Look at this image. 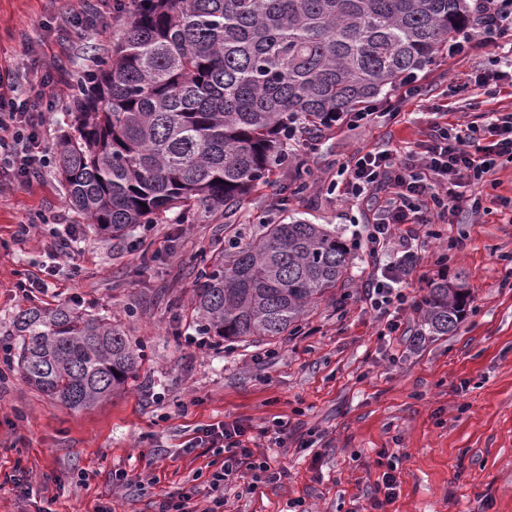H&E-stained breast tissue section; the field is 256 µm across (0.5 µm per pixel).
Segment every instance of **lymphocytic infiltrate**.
<instances>
[{
    "instance_id": "obj_1",
    "label": "lymphocytic infiltrate",
    "mask_w": 512,
    "mask_h": 512,
    "mask_svg": "<svg viewBox=\"0 0 512 512\" xmlns=\"http://www.w3.org/2000/svg\"><path fill=\"white\" fill-rule=\"evenodd\" d=\"M480 20L481 39L460 31L452 48L466 57L480 46L494 54L488 66L475 69L461 92L512 93V0H473ZM58 80L45 72L38 88L26 98L5 90L0 79V156L15 180L26 183L46 166L48 156L40 139L45 122L43 107L53 102ZM481 123H439L433 126L418 151L399 157L390 150L358 152L344 165L347 198L366 201L374 218L366 227L372 256L391 248L410 252L419 230L428 224H451L462 212L478 216L491 211L492 197L484 195L500 162H512V111L492 109L482 113ZM246 427L239 422H219L197 429L188 445L220 448L224 465L213 471L204 486L180 488L167 495L157 512H225L226 488L235 484L242 495L252 494L263 476L269 475L268 457H255ZM205 507H197V497Z\"/></svg>"
}]
</instances>
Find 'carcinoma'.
Wrapping results in <instances>:
<instances>
[{
	"mask_svg": "<svg viewBox=\"0 0 512 512\" xmlns=\"http://www.w3.org/2000/svg\"><path fill=\"white\" fill-rule=\"evenodd\" d=\"M466 0H131L112 55L74 86V133L54 149L67 205L122 238L147 224H194L237 209L288 163L290 144L327 130L424 70L457 29ZM198 272L199 334L276 339L349 281L352 243L328 224L260 223ZM436 282L423 331L446 336L468 303ZM18 365L71 410L92 408L137 375L140 355L105 316L33 305L14 321Z\"/></svg>",
	"mask_w": 512,
	"mask_h": 512,
	"instance_id": "carcinoma-1",
	"label": "carcinoma"
}]
</instances>
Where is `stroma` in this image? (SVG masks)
I'll use <instances>...</instances> for the list:
<instances>
[{"mask_svg":"<svg viewBox=\"0 0 512 512\" xmlns=\"http://www.w3.org/2000/svg\"><path fill=\"white\" fill-rule=\"evenodd\" d=\"M76 4L0 0V71L18 93L45 65L58 66L72 86L111 54L125 15L105 13L84 36L58 34L57 17ZM488 56L438 59L420 72L422 98L403 115L393 116L389 96L373 120L325 131L226 216L151 224L114 240L68 207L56 166L0 194V512H37L45 497L52 512H94L101 502L112 512H156L164 495L222 466L219 449L187 445L196 429L220 421L243 423L287 470L234 502V512H291L297 500L304 512H358L384 450L398 486L382 512H512V212L424 226L403 283L401 327L387 336L364 297L387 263L362 239L372 213L330 190L359 149H417L440 109L477 120L488 102L456 87ZM302 179L308 188L300 193ZM40 215L75 230L80 251L70 274L56 271L47 226L19 236ZM291 215L336 225L354 242L350 282L315 305L295 335L221 344L199 336L176 302L188 300L199 269L224 250L225 225L249 237L259 219ZM26 278L45 292L24 296L17 283ZM442 279L462 281L470 302L454 332L425 336L418 304ZM35 303L111 318L142 351L137 380L81 411L30 386L3 349L18 344L14 319ZM278 420L288 427L273 445L262 432ZM18 468L31 498L4 482ZM120 472L142 486H118Z\"/></svg>","mask_w":512,"mask_h":512,"instance_id":"stroma-1","label":"stroma"}]
</instances>
